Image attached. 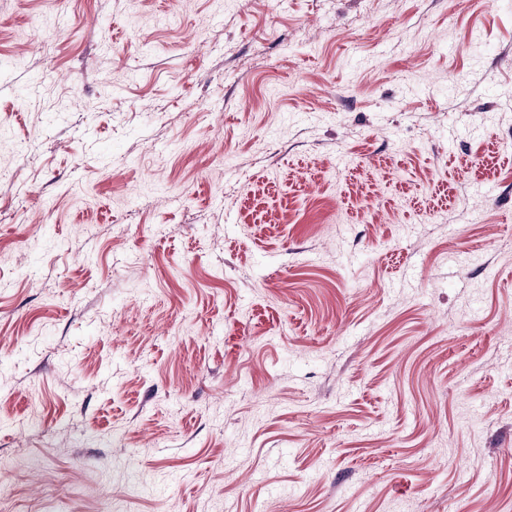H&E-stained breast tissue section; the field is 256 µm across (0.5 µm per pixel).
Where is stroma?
Returning a JSON list of instances; mask_svg holds the SVG:
<instances>
[{
	"mask_svg": "<svg viewBox=\"0 0 512 512\" xmlns=\"http://www.w3.org/2000/svg\"><path fill=\"white\" fill-rule=\"evenodd\" d=\"M0 512H512V0H0Z\"/></svg>",
	"mask_w": 512,
	"mask_h": 512,
	"instance_id": "stroma-1",
	"label": "stroma"
}]
</instances>
